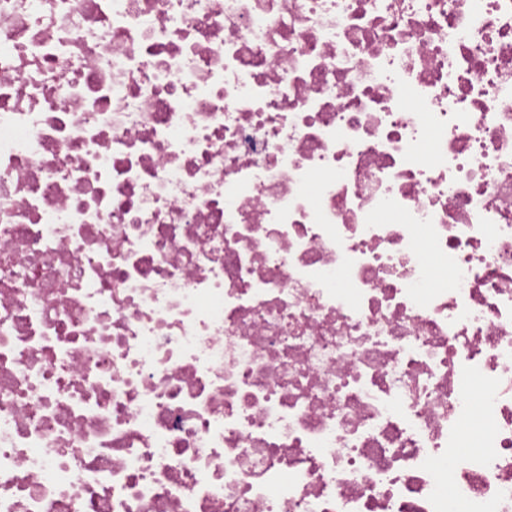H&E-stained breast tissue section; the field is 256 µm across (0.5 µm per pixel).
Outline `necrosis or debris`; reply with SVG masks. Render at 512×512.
Here are the masks:
<instances>
[{"mask_svg": "<svg viewBox=\"0 0 512 512\" xmlns=\"http://www.w3.org/2000/svg\"><path fill=\"white\" fill-rule=\"evenodd\" d=\"M0 512H512V0H0Z\"/></svg>", "mask_w": 512, "mask_h": 512, "instance_id": "1", "label": "necrosis or debris"}]
</instances>
